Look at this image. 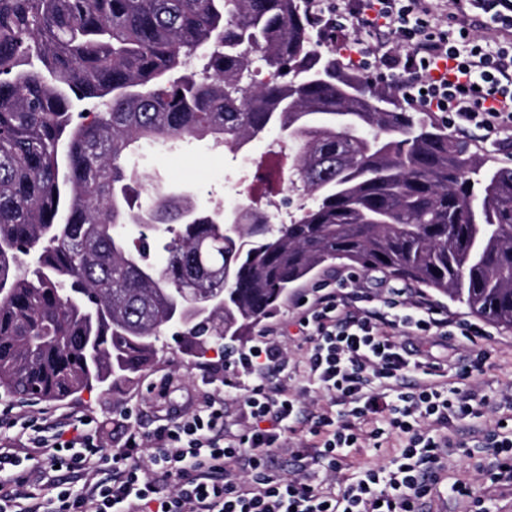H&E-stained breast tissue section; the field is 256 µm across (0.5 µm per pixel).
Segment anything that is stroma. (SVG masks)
Here are the masks:
<instances>
[{
  "label": "stroma",
  "mask_w": 512,
  "mask_h": 512,
  "mask_svg": "<svg viewBox=\"0 0 512 512\" xmlns=\"http://www.w3.org/2000/svg\"><path fill=\"white\" fill-rule=\"evenodd\" d=\"M281 140L279 131L273 130L235 155L214 146L207 138L188 139L175 151L143 145L128 155L127 163L138 170L144 186L187 191L203 208L231 210L249 200L262 208L267 198L258 179V166L269 161ZM348 273V268L341 265L324 267L293 285L272 314L236 341L235 355L211 351L195 357L182 353L172 343L158 354L145 376L114 390L86 391L61 402L0 397V442L13 445L21 455L29 444L22 434V424H31L41 435L49 437L67 429L72 416L82 415L89 419V427L104 451L110 453L122 447L128 427L150 437L162 419L175 413L194 412L209 395L225 396V424L231 431H240L246 421L241 416L238 398L226 394L224 383L231 380L243 389L254 383V374L241 363L240 356L268 329L288 357L286 368L278 375L279 381L298 396L303 408L317 409L325 404L326 397L305 377L308 344L296 323L298 303L302 298L312 297L314 288L320 284L337 282ZM483 324L488 335L481 345L489 359L485 372L470 378L468 385L489 400L484 424L493 430L501 417L496 410L498 403L512 395V329L489 321ZM409 343L438 363L444 382H456V368L464 356L456 337L415 336ZM491 460V452L485 448L475 449L471 454L461 448L449 449L443 479L448 484L460 480L472 485L484 499L488 512H512V484H494L483 475Z\"/></svg>",
  "instance_id": "stroma-1"
}]
</instances>
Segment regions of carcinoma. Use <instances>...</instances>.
<instances>
[{"mask_svg": "<svg viewBox=\"0 0 512 512\" xmlns=\"http://www.w3.org/2000/svg\"><path fill=\"white\" fill-rule=\"evenodd\" d=\"M310 27L305 0H0V388L62 401L140 378L165 331L203 354L335 263L512 328V167L393 108ZM274 128L312 200L289 222L176 193L126 209L132 145L239 153Z\"/></svg>", "mask_w": 512, "mask_h": 512, "instance_id": "1", "label": "carcinoma"}]
</instances>
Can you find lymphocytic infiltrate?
I'll use <instances>...</instances> for the list:
<instances>
[{"instance_id":"1","label":"lymphocytic infiltrate","mask_w":512,"mask_h":512,"mask_svg":"<svg viewBox=\"0 0 512 512\" xmlns=\"http://www.w3.org/2000/svg\"><path fill=\"white\" fill-rule=\"evenodd\" d=\"M357 31H387L402 55L380 67L378 49L364 42L359 64L372 79L400 78L405 101L459 130H477L493 141L512 129V53L477 44L470 26H442L430 0H348ZM354 292L318 296L298 323L311 348L309 380L329 400L326 409L302 417L299 402L270 387L266 373L281 361L279 348L260 337L243 356L257 381L242 396L247 427L224 428V400L208 397L188 416L168 420L143 439L129 428L122 448L105 456L84 417L70 434L37 438L33 444L50 465L100 478L73 489L59 481L30 480L23 461L0 448V512H419L436 489L443 451L477 441L491 449V481L512 484V425L478 438L472 423L488 404L472 389L437 381L436 366L404 339L457 330L468 342L460 379L482 374L488 354L478 345L481 326L443 317L427 300H403L400 289L363 306ZM313 439L298 449L326 473L340 474V487L310 473L283 479L268 475L266 462L288 443L298 422ZM403 442L388 465L364 466L343 474L347 451L364 436ZM151 444L149 469L129 460Z\"/></svg>"}]
</instances>
